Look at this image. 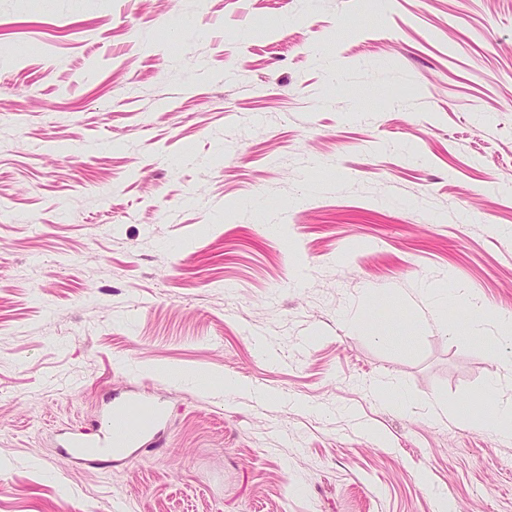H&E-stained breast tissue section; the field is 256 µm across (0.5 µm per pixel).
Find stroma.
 <instances>
[{"mask_svg": "<svg viewBox=\"0 0 512 512\" xmlns=\"http://www.w3.org/2000/svg\"><path fill=\"white\" fill-rule=\"evenodd\" d=\"M474 304L512 0H0V512H512V439L433 415L492 406ZM132 390L135 460L59 451Z\"/></svg>", "mask_w": 512, "mask_h": 512, "instance_id": "obj_1", "label": "stroma"}]
</instances>
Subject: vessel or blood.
Instances as JSON below:
<instances>
[{
  "label": "vessel or blood",
  "instance_id": "b4317fda",
  "mask_svg": "<svg viewBox=\"0 0 512 512\" xmlns=\"http://www.w3.org/2000/svg\"><path fill=\"white\" fill-rule=\"evenodd\" d=\"M165 419L163 407L146 406L138 395L131 394L107 407L92 436L69 434L62 451L75 460L105 469L111 467L114 458L135 459Z\"/></svg>",
  "mask_w": 512,
  "mask_h": 512
}]
</instances>
